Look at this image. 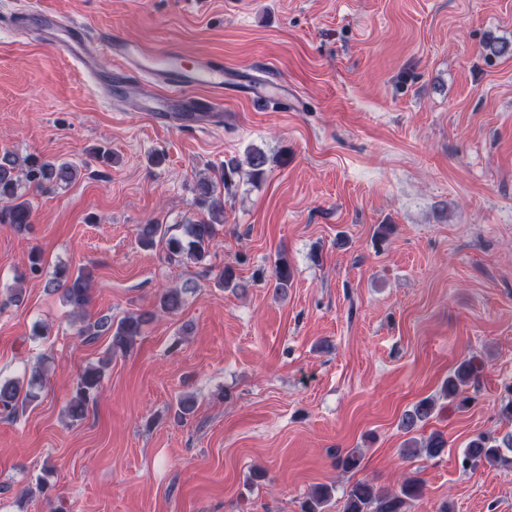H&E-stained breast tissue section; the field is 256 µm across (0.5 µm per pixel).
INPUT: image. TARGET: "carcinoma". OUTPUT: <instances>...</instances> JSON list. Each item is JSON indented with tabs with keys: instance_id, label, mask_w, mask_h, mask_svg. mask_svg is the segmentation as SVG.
<instances>
[{
	"instance_id": "obj_1",
	"label": "carcinoma",
	"mask_w": 512,
	"mask_h": 512,
	"mask_svg": "<svg viewBox=\"0 0 512 512\" xmlns=\"http://www.w3.org/2000/svg\"><path fill=\"white\" fill-rule=\"evenodd\" d=\"M486 56L500 57L512 52V43L498 39H489L484 44ZM268 162L267 156L255 150L247 155V164L251 176L264 174ZM79 176V167L72 162H57L41 159L37 156L20 158L6 152L0 156V224L8 225L18 234L25 233L32 224V207L26 194L22 191L23 183H28L37 190L67 187ZM199 203L205 207L207 217L184 225L183 235L169 236L160 224H142L138 228V242L144 249H152L163 242L170 257L179 261L197 264L203 262L210 253V248L218 234V227L224 224V198L217 193V185L209 178L197 181ZM45 263L40 250L33 249L28 255L27 272L32 275L41 273ZM25 272V273H27ZM25 273L16 276L24 279ZM274 290L287 292L291 286L293 272L285 256H278L272 273ZM94 271L89 266L72 272L66 266H57L46 282V291L62 292L65 303L72 308V313L80 319L77 334L85 343L96 340L103 333L110 337L109 347L97 363L86 366L76 376L73 391L66 404L69 415L81 418L88 404L98 394L105 372L112 362V356L127 354L135 346L143 327L151 322L157 313L175 314L183 306L184 288H165L156 295L155 308L135 315L125 316L118 321L110 317H101L91 321L85 319L84 312L91 299V287ZM217 286L233 291L242 290L244 286L233 267L227 265L216 275ZM476 378V367L469 360L461 362L448 375L443 386V393L448 402L464 409L468 399L460 397L462 387ZM46 380L45 368L34 369L27 378L0 379V415L14 419L19 409L35 402ZM435 403L424 398L415 403L412 409L402 417L401 428L410 433L425 424L432 416ZM410 446L421 449L429 457L441 455L447 447V440L442 434L434 432L427 438L410 440ZM463 469L474 470L480 466H511L512 458L503 454L499 445L492 443L483 435L472 438L466 445L462 458ZM424 494L422 482L415 477L405 478L396 489L376 487L374 484L359 480L346 492L343 512H408L410 502L420 499ZM331 498L329 487H314L302 504L301 512H323Z\"/></svg>"
}]
</instances>
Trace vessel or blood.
<instances>
[{
	"label": "vessel or blood",
	"mask_w": 512,
	"mask_h": 512,
	"mask_svg": "<svg viewBox=\"0 0 512 512\" xmlns=\"http://www.w3.org/2000/svg\"><path fill=\"white\" fill-rule=\"evenodd\" d=\"M20 25L29 37L60 45L84 70H96L97 57L102 52L121 60V68L113 71L109 82L129 100L138 98L135 76L163 79L167 91L159 105L149 106L148 112L174 127L223 122L224 93L230 86L246 88L257 101L268 98L265 84L253 81L247 74L225 70L223 63L203 59L193 66H183L180 52L172 46L147 50L108 32L94 37L44 9L32 16L22 15Z\"/></svg>",
	"instance_id": "obj_1"
}]
</instances>
